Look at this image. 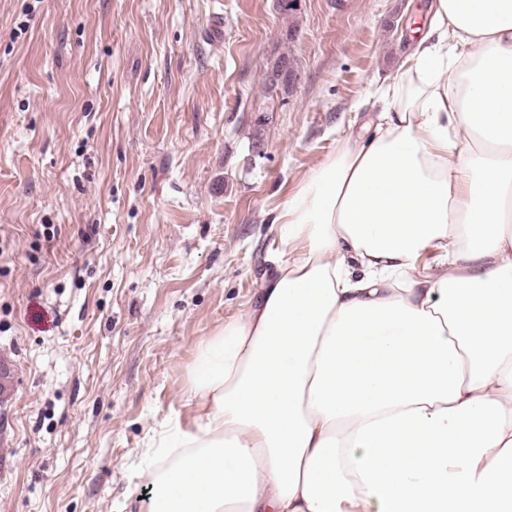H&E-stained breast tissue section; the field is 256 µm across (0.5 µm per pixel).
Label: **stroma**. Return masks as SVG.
Listing matches in <instances>:
<instances>
[{
    "instance_id": "stroma-1",
    "label": "stroma",
    "mask_w": 512,
    "mask_h": 512,
    "mask_svg": "<svg viewBox=\"0 0 512 512\" xmlns=\"http://www.w3.org/2000/svg\"><path fill=\"white\" fill-rule=\"evenodd\" d=\"M431 2L0 0V512H148L142 454L192 419L201 341L255 302L276 207L380 111ZM288 67V70H284ZM282 71L279 76L276 78V84L273 90H275L276 96H282L284 94V91H288V84L292 85L295 80L296 76L293 74H289L290 72H293V69L290 66V60H288V55H282L277 58V60L272 64L270 70L268 71V76H266L265 83L267 86V89L269 90L268 83L272 81L273 74Z\"/></svg>"
}]
</instances>
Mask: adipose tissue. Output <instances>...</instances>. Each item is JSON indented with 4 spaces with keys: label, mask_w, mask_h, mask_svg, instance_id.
<instances>
[{
    "label": "adipose tissue",
    "mask_w": 512,
    "mask_h": 512,
    "mask_svg": "<svg viewBox=\"0 0 512 512\" xmlns=\"http://www.w3.org/2000/svg\"><path fill=\"white\" fill-rule=\"evenodd\" d=\"M431 9L373 135L289 195L284 261L202 342L149 512H512V0Z\"/></svg>",
    "instance_id": "obj_1"
}]
</instances>
